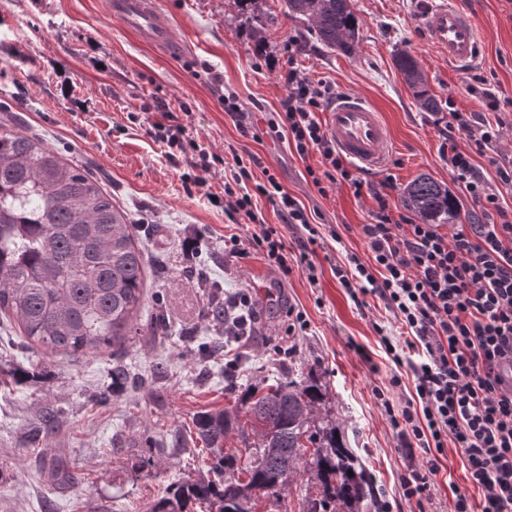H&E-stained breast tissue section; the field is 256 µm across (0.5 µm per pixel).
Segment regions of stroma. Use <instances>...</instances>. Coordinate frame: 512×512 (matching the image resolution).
Returning <instances> with one entry per match:
<instances>
[{
    "instance_id": "35a3bbf8",
    "label": "stroma",
    "mask_w": 512,
    "mask_h": 512,
    "mask_svg": "<svg viewBox=\"0 0 512 512\" xmlns=\"http://www.w3.org/2000/svg\"><path fill=\"white\" fill-rule=\"evenodd\" d=\"M156 2L191 44L184 57L140 42L103 11L101 0H0L11 16L0 22V105L12 108L14 131L39 135L100 177L134 222L149 262L165 269L147 277L138 335L78 356L39 354L42 375L0 388V512H146L172 479L202 466L194 415L234 410L238 386L290 369L320 381L330 418L371 477L367 512H448L450 484L466 483L460 453L446 450L428 498H405L402 478L424 454L402 447L373 393L391 366L375 328L396 336L400 325L356 306L331 270L348 254L367 258L360 227L375 202L342 181L319 193L307 175L316 155L300 157L269 122L288 94L281 78L288 66L331 93L358 92L379 109L394 144L387 165L364 172L365 181L393 182L398 207L404 187L429 175L457 196L462 223L473 224L482 206L454 183L441 147L449 108L482 111L480 98L465 90L481 74L499 100L502 138L474 161L499 205L511 209L512 190L500 184L497 168L512 163V0H456L480 26L481 55L466 68L449 64L423 38L414 0H353L360 29L349 55L325 48L286 17L283 0H259L247 14L234 0ZM261 27L266 40L258 51L253 33ZM400 50L417 60L438 112L422 107L396 69ZM228 91L248 113L247 129L225 112ZM155 122L183 126L214 155L210 168L196 167L189 147L168 157L166 145L147 132ZM253 155L264 165L255 179L273 174L326 235L313 256L316 282L298 268L273 270L261 250L236 257L224 249L225 237L249 238L253 227L231 220L216 199L237 160ZM190 178L197 187L187 188ZM246 292L256 319L232 374L224 367V336L204 310L214 295L229 301ZM159 307L170 335L148 328ZM357 344L366 357L354 353ZM118 360L131 364L144 385L113 388ZM48 407L62 410L61 430L44 447L28 449V432ZM59 455L77 484L50 483L45 469Z\"/></svg>"
}]
</instances>
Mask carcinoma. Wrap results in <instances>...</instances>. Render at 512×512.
<instances>
[{
    "label": "carcinoma",
    "instance_id": "cac0c4a2",
    "mask_svg": "<svg viewBox=\"0 0 512 512\" xmlns=\"http://www.w3.org/2000/svg\"><path fill=\"white\" fill-rule=\"evenodd\" d=\"M285 13L307 24L326 48L353 51L358 23L352 0H284ZM395 64L430 112L438 102L418 62L400 51ZM405 205L430 224H453L460 207L448 187L420 175L403 190ZM147 263L134 223L101 180L66 161L34 135L0 124V316L17 323L30 350L70 355L106 349L138 333ZM325 393L312 379L278 377L241 392L244 412H201L195 429L209 452L206 473L170 483L149 512H254L258 495L279 501L297 469L308 475L303 512H363L370 479L322 413ZM57 413L45 412L29 433L42 445ZM237 432L241 447L224 448ZM353 474H348V471ZM59 487L78 477L51 464Z\"/></svg>",
    "mask_w": 512,
    "mask_h": 512
}]
</instances>
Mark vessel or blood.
Returning a JSON list of instances; mask_svg holds the SVG:
<instances>
[{
  "label": "vessel or blood",
  "mask_w": 512,
  "mask_h": 512,
  "mask_svg": "<svg viewBox=\"0 0 512 512\" xmlns=\"http://www.w3.org/2000/svg\"><path fill=\"white\" fill-rule=\"evenodd\" d=\"M102 6L143 42L172 56L183 55V44L154 0H102ZM418 18L425 39L447 55L449 63L466 67L477 61L478 26L458 10L455 0H419ZM326 129L339 151L358 167L376 170L385 166L391 153V133L366 97L352 92L337 95L326 109Z\"/></svg>",
  "instance_id": "obj_1"
}]
</instances>
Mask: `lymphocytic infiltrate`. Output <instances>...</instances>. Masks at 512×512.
<instances>
[{"label":"lymphocytic infiltrate","instance_id":"1","mask_svg":"<svg viewBox=\"0 0 512 512\" xmlns=\"http://www.w3.org/2000/svg\"><path fill=\"white\" fill-rule=\"evenodd\" d=\"M289 94L278 114L281 128L300 157L319 155L308 174L315 187L341 179L355 191L364 182L347 166L335 143L316 117L326 91L298 68L283 76ZM484 77L467 84L469 94L480 96L485 109L465 114L450 110L458 131L466 133L474 152L456 143L443 147L454 182L469 195L485 199L496 211L495 221L458 224L442 232L439 225L393 215L392 182L372 190L376 203L370 223L361 233L368 259L350 256L347 267L335 274L360 307L377 300L392 314L403 336H381L380 344L391 362L409 370L413 394L401 406L384 402L404 447L421 449L425 461L403 481L407 498H423L435 484L447 447L459 448L466 461L468 487L451 486L450 512H512V388L500 373L512 361V216L500 209L490 192L475 154L498 136L488 115L499 100L484 86ZM228 211L254 225L248 240L230 236L231 253L245 256L249 248L265 251L280 270L288 268V252L277 230L268 227L253 201L265 196L285 227L300 229L308 246L296 260L305 271H315L309 247L320 233L299 200L283 191L275 178L257 183L255 193L225 188ZM480 497L472 499L470 488Z\"/></svg>","mask_w":512,"mask_h":512}]
</instances>
